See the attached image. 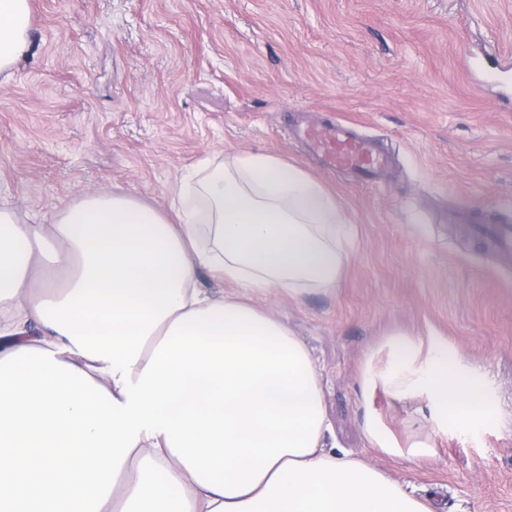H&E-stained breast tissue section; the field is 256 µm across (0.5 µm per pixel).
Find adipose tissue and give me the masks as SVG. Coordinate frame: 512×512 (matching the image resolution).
Wrapping results in <instances>:
<instances>
[{
    "label": "adipose tissue",
    "instance_id": "adipose-tissue-1",
    "mask_svg": "<svg viewBox=\"0 0 512 512\" xmlns=\"http://www.w3.org/2000/svg\"><path fill=\"white\" fill-rule=\"evenodd\" d=\"M30 27V0H0L1 71ZM177 196L168 214L92 194L45 224L0 205V512H430L338 449L308 350L254 302L335 291V196L261 152ZM390 346L364 387L425 399L440 428L486 412L447 354Z\"/></svg>",
    "mask_w": 512,
    "mask_h": 512
}]
</instances>
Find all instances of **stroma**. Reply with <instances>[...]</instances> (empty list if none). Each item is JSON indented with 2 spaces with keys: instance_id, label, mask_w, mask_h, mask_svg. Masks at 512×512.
Wrapping results in <instances>:
<instances>
[{
  "instance_id": "1",
  "label": "stroma",
  "mask_w": 512,
  "mask_h": 512,
  "mask_svg": "<svg viewBox=\"0 0 512 512\" xmlns=\"http://www.w3.org/2000/svg\"><path fill=\"white\" fill-rule=\"evenodd\" d=\"M30 5L31 48L0 73V201L25 224L101 192L166 210L207 160L303 168L349 219L352 259L335 292L258 303L306 345L337 445L437 512H512V267L461 229L512 224V0ZM297 113L378 142L384 184L325 171L288 133ZM397 332L447 352L489 414L440 429L423 402L364 395Z\"/></svg>"
}]
</instances>
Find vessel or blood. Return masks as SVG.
Masks as SVG:
<instances>
[{"label":"vessel or blood","instance_id":"vessel-or-blood-1","mask_svg":"<svg viewBox=\"0 0 512 512\" xmlns=\"http://www.w3.org/2000/svg\"><path fill=\"white\" fill-rule=\"evenodd\" d=\"M295 135L305 141L329 169H349L375 183L385 176L387 155L374 141L358 135L347 123L308 126L297 129ZM470 230L490 252L505 262H512L511 224H474Z\"/></svg>","mask_w":512,"mask_h":512}]
</instances>
